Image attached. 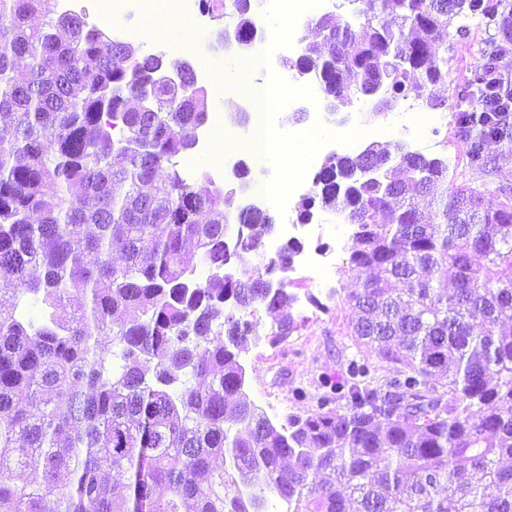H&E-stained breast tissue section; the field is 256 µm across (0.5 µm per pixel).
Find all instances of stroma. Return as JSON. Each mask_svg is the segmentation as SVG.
<instances>
[{"label":"stroma","instance_id":"35a3bbf8","mask_svg":"<svg viewBox=\"0 0 512 512\" xmlns=\"http://www.w3.org/2000/svg\"><path fill=\"white\" fill-rule=\"evenodd\" d=\"M490 39V30L475 20L470 21L466 36L454 37V47L448 54V81L432 89L436 97L446 100L447 106L437 111L436 123L425 129L423 137L408 132L411 110L406 103L375 117L368 104L355 102L349 110L351 124L380 129L376 141L386 147L402 142L427 154L447 155L449 187L486 182L512 187V153H505L503 145L496 141H487L485 152L492 160L489 170L471 168L465 158L468 137L458 131L454 122L466 78L487 63L483 48ZM252 55L249 49L230 54L216 50V58L222 59L232 75L208 89L209 108H216L227 98L243 99L246 85L267 79L268 69H255ZM353 286L352 280L337 271L317 286L303 280L299 271H290L286 288L297 297L293 313L299 327L280 340L274 336L273 314L266 308L258 309L259 337L241 353L240 361L246 369V392L273 422L281 424L288 415L314 410L326 384L345 377L348 361L366 357L365 347L351 334L350 311L344 302Z\"/></svg>","mask_w":512,"mask_h":512}]
</instances>
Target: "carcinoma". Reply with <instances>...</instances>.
<instances>
[{"label": "carcinoma", "mask_w": 512, "mask_h": 512, "mask_svg": "<svg viewBox=\"0 0 512 512\" xmlns=\"http://www.w3.org/2000/svg\"><path fill=\"white\" fill-rule=\"evenodd\" d=\"M52 2L0 0V512H269L270 495L288 512H512V190L437 196L448 162L402 144H370L367 174L365 156L329 155L300 214L317 205L353 226L352 330L399 369L378 377L352 359L316 410L278 425L250 400L239 356L259 305L278 313L275 335L297 329V298L274 275L301 245L222 275L224 200L175 168L156 183L208 120L195 72L166 59L178 80L152 85L151 111L132 107L156 62ZM215 2L237 15L235 38L254 34L252 0ZM356 2L358 23L321 16L322 40L288 61L332 112L445 108L430 89L472 15L512 43L496 0ZM456 120L477 130L471 166L487 169L488 140L512 151L495 110ZM273 225L255 209L236 254L263 255ZM17 280L38 319L17 313ZM74 293L86 302L69 312Z\"/></svg>", "instance_id": "cac0c4a2"}]
</instances>
